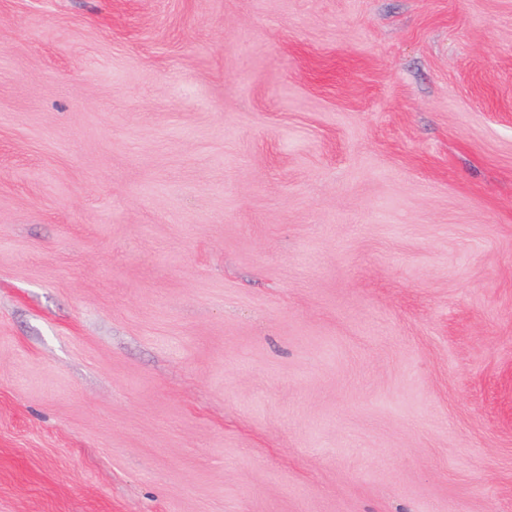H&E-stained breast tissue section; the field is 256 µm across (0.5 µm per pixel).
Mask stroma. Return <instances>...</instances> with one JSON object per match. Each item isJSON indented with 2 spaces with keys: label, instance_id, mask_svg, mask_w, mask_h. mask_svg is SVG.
<instances>
[{
  "label": "stroma",
  "instance_id": "obj_1",
  "mask_svg": "<svg viewBox=\"0 0 512 512\" xmlns=\"http://www.w3.org/2000/svg\"><path fill=\"white\" fill-rule=\"evenodd\" d=\"M0 512H512V0H0Z\"/></svg>",
  "mask_w": 512,
  "mask_h": 512
}]
</instances>
